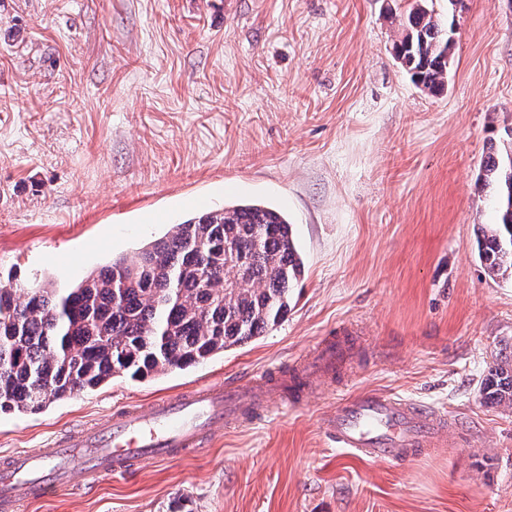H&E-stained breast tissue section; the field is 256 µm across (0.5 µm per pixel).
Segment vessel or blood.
Here are the masks:
<instances>
[{
    "label": "vessel or blood",
    "mask_w": 512,
    "mask_h": 512,
    "mask_svg": "<svg viewBox=\"0 0 512 512\" xmlns=\"http://www.w3.org/2000/svg\"><path fill=\"white\" fill-rule=\"evenodd\" d=\"M346 358L342 344L326 341L293 373L227 381L156 400L145 410L126 408L111 423L77 431L54 447L16 454L0 465V512H20L25 503L67 490L78 477L91 483L204 448L216 428L246 411L272 402L300 405L308 378L340 373ZM445 422L429 407L365 392L343 399L326 429L352 455L399 465L440 447Z\"/></svg>",
    "instance_id": "b4317fda"
}]
</instances>
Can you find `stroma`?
<instances>
[{
    "instance_id": "stroma-1",
    "label": "stroma",
    "mask_w": 512,
    "mask_h": 512,
    "mask_svg": "<svg viewBox=\"0 0 512 512\" xmlns=\"http://www.w3.org/2000/svg\"><path fill=\"white\" fill-rule=\"evenodd\" d=\"M412 0H0V282L75 285L202 209L259 202L304 272L284 319L201 364L0 413V457L126 407L302 365L346 326L345 369L208 446L22 512H512V279L478 257L477 184L512 127V0H465L446 90L393 52ZM447 412L448 445L403 465L337 448L342 397ZM505 375V376H504ZM486 399L493 404L512 405V369L494 366L488 370L483 383Z\"/></svg>"
}]
</instances>
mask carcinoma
Listing matches in <instances>:
<instances>
[{
    "label": "carcinoma",
    "mask_w": 512,
    "mask_h": 512,
    "mask_svg": "<svg viewBox=\"0 0 512 512\" xmlns=\"http://www.w3.org/2000/svg\"><path fill=\"white\" fill-rule=\"evenodd\" d=\"M428 2L415 0L394 19L393 48L414 83L437 95L454 61V25ZM479 181L494 190L497 207L479 257L490 276L511 275L512 153L489 158ZM228 244L238 256L227 254ZM302 267L288 218L246 202L176 224L134 260H115L71 288L50 279L0 283V411L35 414L117 374L143 378L245 344L287 314ZM483 392L511 406L512 369L490 368Z\"/></svg>",
    "instance_id": "1"
}]
</instances>
